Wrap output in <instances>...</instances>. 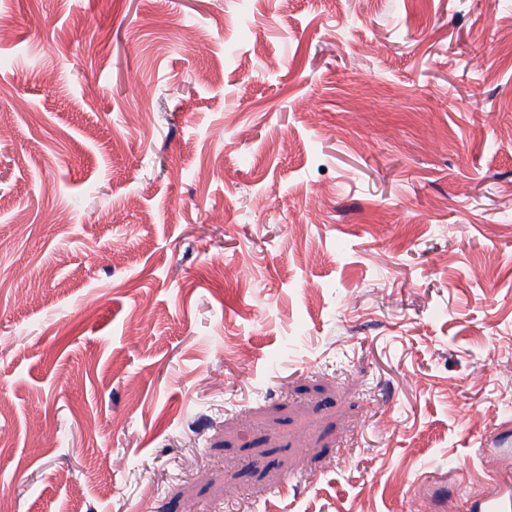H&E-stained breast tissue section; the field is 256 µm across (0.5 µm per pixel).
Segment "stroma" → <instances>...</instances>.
<instances>
[{"label": "stroma", "mask_w": 512, "mask_h": 512, "mask_svg": "<svg viewBox=\"0 0 512 512\" xmlns=\"http://www.w3.org/2000/svg\"><path fill=\"white\" fill-rule=\"evenodd\" d=\"M0 16L11 512H471L512 471V0Z\"/></svg>", "instance_id": "35a3bbf8"}]
</instances>
